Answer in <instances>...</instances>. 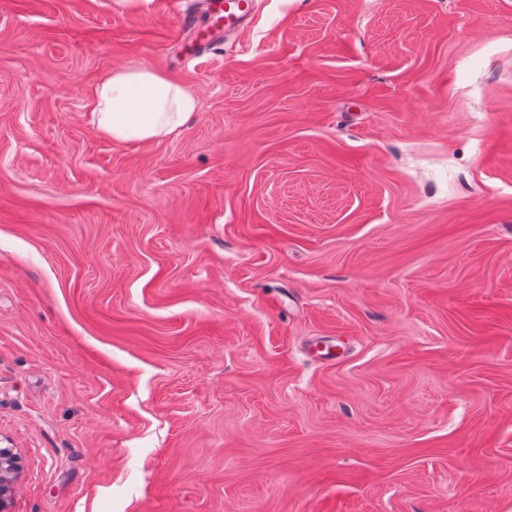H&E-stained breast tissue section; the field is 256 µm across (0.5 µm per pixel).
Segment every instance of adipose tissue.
I'll use <instances>...</instances> for the list:
<instances>
[{
    "mask_svg": "<svg viewBox=\"0 0 512 512\" xmlns=\"http://www.w3.org/2000/svg\"><path fill=\"white\" fill-rule=\"evenodd\" d=\"M198 108L179 83L144 67L112 70L91 93L94 128L116 143H145L178 135Z\"/></svg>",
    "mask_w": 512,
    "mask_h": 512,
    "instance_id": "ef3b65f1",
    "label": "adipose tissue"
}]
</instances>
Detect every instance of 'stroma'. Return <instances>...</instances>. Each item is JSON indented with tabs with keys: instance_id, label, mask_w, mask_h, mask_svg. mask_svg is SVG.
Listing matches in <instances>:
<instances>
[{
	"instance_id": "obj_1",
	"label": "stroma",
	"mask_w": 512,
	"mask_h": 512,
	"mask_svg": "<svg viewBox=\"0 0 512 512\" xmlns=\"http://www.w3.org/2000/svg\"><path fill=\"white\" fill-rule=\"evenodd\" d=\"M167 2L0 0L12 512H512V0ZM202 10L211 20L212 33L209 38L198 40V20L194 15H183L182 27L189 33H193L199 45H208L215 39L235 33L244 28L251 21L252 0H202ZM197 97L179 83L144 67L113 69L90 99L94 128L115 143H145L178 135L198 108Z\"/></svg>"
}]
</instances>
